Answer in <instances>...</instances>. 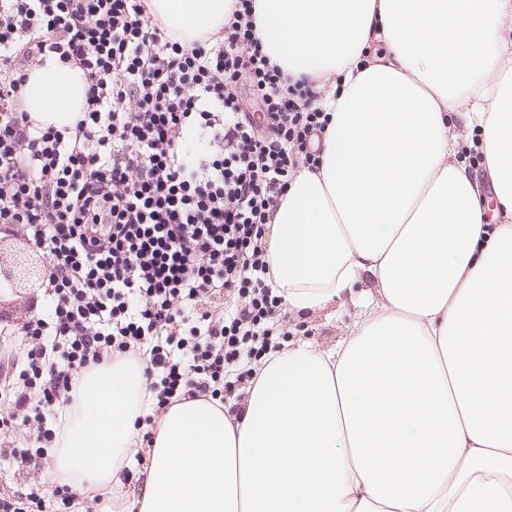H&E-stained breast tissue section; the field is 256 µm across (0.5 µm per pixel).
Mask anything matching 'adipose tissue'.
Wrapping results in <instances>:
<instances>
[{
  "label": "adipose tissue",
  "mask_w": 512,
  "mask_h": 512,
  "mask_svg": "<svg viewBox=\"0 0 512 512\" xmlns=\"http://www.w3.org/2000/svg\"><path fill=\"white\" fill-rule=\"evenodd\" d=\"M231 2L147 5L190 42ZM255 29L288 77L326 84L330 115L278 207L272 285L298 314L349 296L348 333L255 363L237 417L170 407L135 489L144 367L88 370L53 480L109 491L103 512H512V0H255ZM88 91L50 57L26 109L60 128Z\"/></svg>",
  "instance_id": "ef3b65f1"
}]
</instances>
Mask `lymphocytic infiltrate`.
Instances as JSON below:
<instances>
[{"instance_id":"1","label":"lymphocytic infiltrate","mask_w":512,"mask_h":512,"mask_svg":"<svg viewBox=\"0 0 512 512\" xmlns=\"http://www.w3.org/2000/svg\"><path fill=\"white\" fill-rule=\"evenodd\" d=\"M253 9L236 0L188 46L145 0H0V226L23 229L51 268L49 312L20 326L24 354L0 366V385L37 440L86 370L144 364L146 442L175 404L243 403L252 362L275 350L281 298L263 241L296 170L315 169L328 116L317 80L271 64ZM49 56L90 81L87 111L61 129L24 108ZM231 295L239 305L219 311Z\"/></svg>"}]
</instances>
